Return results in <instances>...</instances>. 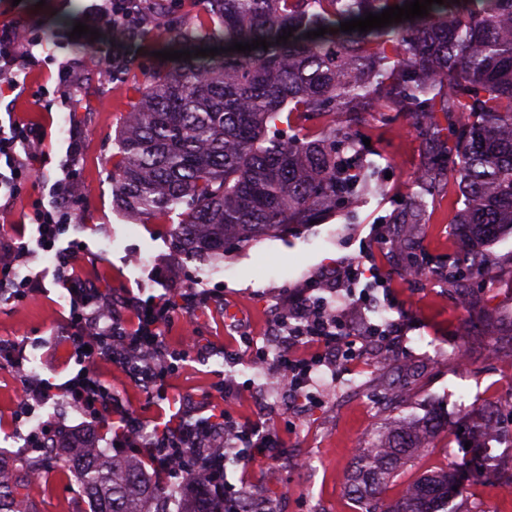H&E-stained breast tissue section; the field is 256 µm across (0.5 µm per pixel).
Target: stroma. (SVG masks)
I'll use <instances>...</instances> for the list:
<instances>
[{
	"mask_svg": "<svg viewBox=\"0 0 512 512\" xmlns=\"http://www.w3.org/2000/svg\"><path fill=\"white\" fill-rule=\"evenodd\" d=\"M89 0H0V22L21 16L40 24L47 37L72 32L82 21ZM166 41L163 29L149 27L137 46L129 48L134 59L130 77L121 85L101 79L96 60L102 49L114 48L110 30L99 36H82L68 52L83 63L81 101L84 109L64 112L51 90L56 81L48 69L38 68L29 77V89L14 111L19 119H38L49 128L44 148L51 161L49 179L60 178L58 162L70 134L83 141L78 161V187L74 216L62 239L78 240L85 249L76 265L106 296L133 292L138 298H167L175 308L160 329L162 347L181 350L185 328H193L214 356L205 360L190 354L180 362L165 396L134 380L128 370L109 360H98L93 369L113 396L145 429L155 427L170 408H183L199 397L192 418L230 410L243 420L266 419L276 429L280 444L272 458H256L250 467L228 466L227 478L240 496L259 499L264 512H357L345 490V479L360 449L369 447L377 430L394 412L424 415L436 410L446 421L431 451L400 468L384 492L397 498L403 486L423 473L455 463L462 487L454 505L458 512H512V499L501 498L499 484L512 480V417L501 419L504 441L497 453L467 448L479 408L488 397L512 400V364L499 363L491 350L498 330L512 328V237L490 249L492 273L471 282L470 307L458 306L445 281L435 276L405 278V252L392 246L394 225L390 215L402 210V198L415 189L428 146L405 118L386 121L366 114L359 131L370 145L369 157L377 159L381 193L365 199L351 214L324 224L307 225L288 234H272L238 245L212 261L213 272L201 275L194 258L176 254L167 229L178 223V213L159 219L134 220L115 205L112 195L115 137L136 102L135 86L157 64L155 53ZM48 87L49 95L38 92ZM452 199L440 186L429 201L425 226L408 225L418 251L444 260L456 248L450 220ZM140 252L146 262L135 267L127 255ZM341 262H358L365 275L361 287L376 288L368 304H358L347 290L327 293V301H340L351 326L355 344L353 361L334 362L328 384L315 386L304 412L293 411L287 401L261 402V377L251 358L264 346L272 309H286L284 293L321 279L326 268ZM41 291L27 304L0 301V339H10L38 363L33 376L16 377L0 366V421L16 422L30 433L28 421H16L18 390L43 381L59 385L73 377L79 365L70 360L61 316L68 309V295L56 283V266L47 255L34 250L26 263ZM198 296L191 308L179 306L186 293ZM246 314L251 325L246 340L231 330L228 310ZM398 322L399 336L370 337L368 324ZM46 420L61 431L95 434L107 447L112 426L90 423L63 395L52 399ZM48 490H36L37 512H90L91 505L72 477L49 476Z\"/></svg>",
	"mask_w": 512,
	"mask_h": 512,
	"instance_id": "stroma-1",
	"label": "stroma"
}]
</instances>
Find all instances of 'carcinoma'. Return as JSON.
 <instances>
[{
	"label": "carcinoma",
	"mask_w": 512,
	"mask_h": 512,
	"mask_svg": "<svg viewBox=\"0 0 512 512\" xmlns=\"http://www.w3.org/2000/svg\"><path fill=\"white\" fill-rule=\"evenodd\" d=\"M201 8L174 17L168 0L155 12L118 16L113 37L139 40L140 24L166 28L172 50L221 48L214 57L174 60L145 75L139 98L118 136L112 165L116 199L129 213L161 218L181 210L170 227L173 249L219 258L230 243L245 244L291 224L320 222L352 211L380 188L378 164L365 159L354 124L365 112H398L429 145L420 182L444 175L463 207L454 211L462 250L438 264L448 286L469 288L489 272L488 247L512 235V0H443L427 16L366 33L340 23L406 0H198ZM317 38L305 34L319 27ZM288 27L287 43L276 42ZM271 43L246 53L233 43ZM131 60L112 57V81L123 83ZM331 120L283 138L272 125L294 115ZM425 194L413 196L398 217L420 224ZM443 428L434 412L393 419L355 461L347 493L360 512H455L448 508L451 469L421 476L408 492L382 504L395 471L431 447ZM83 441L61 436L49 449L55 470L70 471L92 512H168L135 459L107 450L83 454ZM0 485V512L14 500L30 504L41 466ZM176 512H224L201 490L183 496Z\"/></svg>",
	"instance_id": "obj_1"
}]
</instances>
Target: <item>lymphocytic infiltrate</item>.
<instances>
[{
    "label": "lymphocytic infiltrate",
    "instance_id": "f902f5d3",
    "mask_svg": "<svg viewBox=\"0 0 512 512\" xmlns=\"http://www.w3.org/2000/svg\"><path fill=\"white\" fill-rule=\"evenodd\" d=\"M46 45L44 35L37 33L35 26H27L22 34L13 25L0 27V100L26 90L29 71L39 64L35 51ZM47 135L46 125L37 121L23 123L11 115L6 122H0V214L12 212L23 187H30L41 197L28 217L36 228L35 241L29 243L24 235H17L0 254V288L9 289L14 303L26 302L35 289L33 278L22 272L30 246L42 249L55 245L59 284L69 295V313L62 322L68 345L81 364L77 375L63 389L91 419L99 420L108 414L119 416L121 424L113 433V447L137 448L142 445L133 417L123 413L91 367L97 360L108 358L132 368L156 393H164L170 366L155 362L153 353L160 345V326L170 320V307L158 300L147 303L130 296L126 299V313L116 315L100 289L86 287L76 266L79 242L72 240L64 247L57 244L72 221L68 202L78 178L83 144L76 136L68 140L59 163L62 176L51 182L44 176L49 155L41 150ZM317 288V283L312 282L293 294L291 310L280 319L290 341L279 355V368L289 391L295 393L308 387L312 373L324 364L330 352H340L347 361L355 355L343 344L349 326L342 310L322 301ZM216 424V418L211 417L159 430L145 448L154 474L201 473L212 476L214 489L222 490L226 466L222 453L202 457L193 454L194 448L213 434ZM234 434L238 450L233 458L242 466L250 465L255 457L268 455L279 445L277 434L260 421L236 424Z\"/></svg>",
    "mask_w": 512,
    "mask_h": 512
}]
</instances>
